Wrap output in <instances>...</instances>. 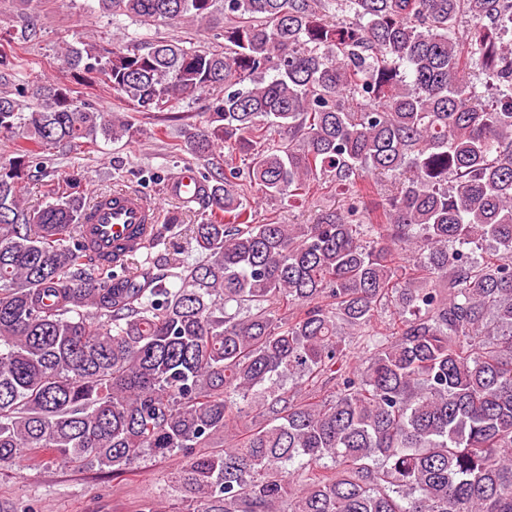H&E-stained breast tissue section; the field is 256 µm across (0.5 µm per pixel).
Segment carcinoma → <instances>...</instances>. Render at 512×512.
Masks as SVG:
<instances>
[{"label": "carcinoma", "instance_id": "1", "mask_svg": "<svg viewBox=\"0 0 512 512\" xmlns=\"http://www.w3.org/2000/svg\"><path fill=\"white\" fill-rule=\"evenodd\" d=\"M96 2L222 29L59 58L141 112L224 90L184 130L224 155L195 262L127 277L84 251L85 196L21 189L134 125L0 91V465L179 453L183 512H512V0ZM27 66L1 51L0 81ZM374 175L397 186L370 211ZM253 189L344 204L258 224Z\"/></svg>", "mask_w": 512, "mask_h": 512}]
</instances>
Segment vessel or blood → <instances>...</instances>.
<instances>
[{"label": "vessel or blood", "instance_id": "b4317fda", "mask_svg": "<svg viewBox=\"0 0 512 512\" xmlns=\"http://www.w3.org/2000/svg\"><path fill=\"white\" fill-rule=\"evenodd\" d=\"M202 182L187 167L166 185L169 195L195 198ZM157 222V212L139 192L117 189L95 204L82 226L81 242L87 254L101 263L120 260L142 248Z\"/></svg>", "mask_w": 512, "mask_h": 512}]
</instances>
